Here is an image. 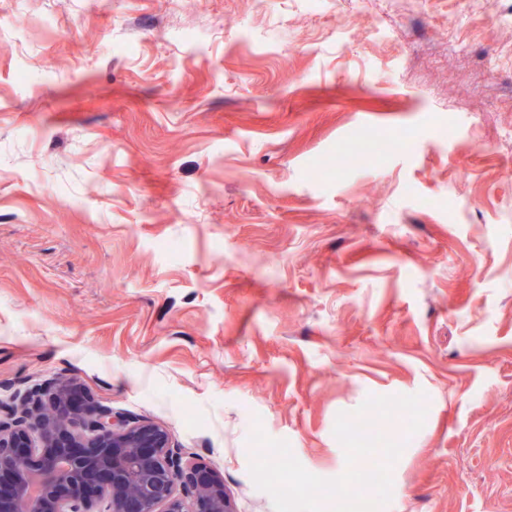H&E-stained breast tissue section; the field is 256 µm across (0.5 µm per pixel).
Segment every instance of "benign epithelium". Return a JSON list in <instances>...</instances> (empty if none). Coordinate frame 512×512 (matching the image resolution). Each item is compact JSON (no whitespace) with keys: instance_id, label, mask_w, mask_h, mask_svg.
I'll list each match as a JSON object with an SVG mask.
<instances>
[{"instance_id":"1","label":"benign epithelium","mask_w":512,"mask_h":512,"mask_svg":"<svg viewBox=\"0 0 512 512\" xmlns=\"http://www.w3.org/2000/svg\"><path fill=\"white\" fill-rule=\"evenodd\" d=\"M52 380L0 406V512H236L224 482L167 431Z\"/></svg>"}]
</instances>
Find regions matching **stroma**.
<instances>
[{
    "label": "stroma",
    "instance_id": "35a3bbf8",
    "mask_svg": "<svg viewBox=\"0 0 512 512\" xmlns=\"http://www.w3.org/2000/svg\"><path fill=\"white\" fill-rule=\"evenodd\" d=\"M511 12L0 0V402L73 381L274 512L254 424L331 479L422 392L381 512H512Z\"/></svg>",
    "mask_w": 512,
    "mask_h": 512
}]
</instances>
